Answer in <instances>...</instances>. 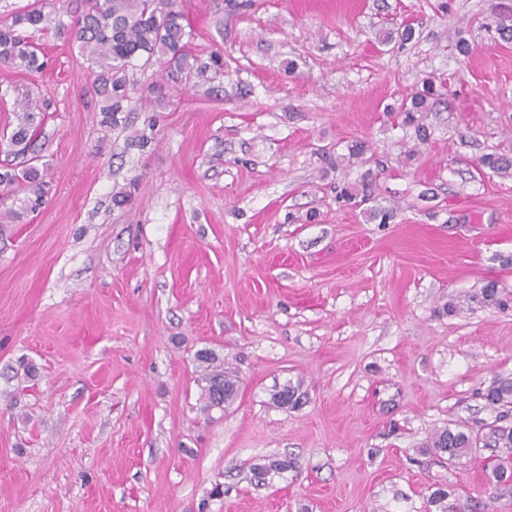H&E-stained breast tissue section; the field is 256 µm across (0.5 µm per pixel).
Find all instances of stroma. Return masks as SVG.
I'll use <instances>...</instances> for the list:
<instances>
[{"label":"stroma","mask_w":512,"mask_h":512,"mask_svg":"<svg viewBox=\"0 0 512 512\" xmlns=\"http://www.w3.org/2000/svg\"><path fill=\"white\" fill-rule=\"evenodd\" d=\"M511 9L184 0L193 53H220L223 77L167 88L150 115L154 72H136L116 127L70 39L33 34L42 73L0 66V133L15 99L46 102L49 185L0 222V512H431L440 484L512 512L481 459L421 450L449 421L492 422L478 393L512 378V307L470 300L512 291V176L477 164L512 154V41L494 25ZM407 21L415 41L383 44ZM427 78L444 101L417 146L385 107ZM359 141L387 165L384 224L338 196L368 169L344 160ZM201 350L238 376L226 410L201 408ZM290 380L304 397L282 409ZM284 456L297 471L251 484ZM472 302H477L483 306L505 307L507 301L504 299L503 291L498 288L496 281H489L486 283L479 292L474 293L470 299ZM303 398L300 383H292L287 381L282 386H276L274 392L271 394V399L274 404L281 408H295ZM294 469H296V462L290 457L268 459L263 463L251 464L249 467L256 485L265 484L267 477L270 475L282 474Z\"/></svg>","instance_id":"stroma-1"}]
</instances>
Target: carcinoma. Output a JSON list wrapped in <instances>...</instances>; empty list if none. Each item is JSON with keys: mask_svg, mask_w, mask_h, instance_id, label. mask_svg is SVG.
Segmentation results:
<instances>
[{"mask_svg": "<svg viewBox=\"0 0 512 512\" xmlns=\"http://www.w3.org/2000/svg\"><path fill=\"white\" fill-rule=\"evenodd\" d=\"M179 0H85V9L74 25L69 27L61 19L51 17L44 6L33 7L16 14L11 23L0 24V64L9 69L27 73H40L47 66L44 54L20 32L21 28L47 31L54 26L55 34L68 35L74 39L79 51L86 58L94 72L96 92L103 98L101 112L104 122L117 126L119 114L129 111L130 76L138 67L153 61L166 73L174 84L186 83L191 79L209 80L210 66L201 63L188 50L185 38L189 37L184 24L185 15L178 5ZM441 101L433 82H423L422 89L389 108V112L400 119V125L414 129L416 140L423 144L428 141L427 129L420 123V114L428 112ZM18 123L11 134L0 136V149L6 153L23 157L22 168H6L0 171V186L11 188L15 185L31 195L19 200V207L10 211L8 218L20 221L28 212L36 209L45 195L44 173L34 164L37 160L34 137L39 129L35 110L40 101L26 97L15 101ZM481 167L496 174H512V157L486 154L479 159ZM372 173H365L360 188L344 191L349 200H358L365 205L372 199L370 192ZM471 301L483 306L504 307L507 301L498 283L490 281L471 296ZM204 371V385L201 387L202 409L224 410L237 393L235 375L224 369V362L210 351L197 354ZM485 407L498 414L490 423L475 428L466 421H457L435 431L425 443V450L448 456L452 464L474 453L479 448H490L493 455L488 463L489 481L493 497L512 494V424L507 423L512 409V378H499L479 392ZM303 398L301 384L286 382L277 386L271 394L274 404L281 408H295ZM296 469L292 458L268 459L250 465L249 470L256 484H263L267 477ZM454 490L439 486L431 492L428 503L435 512H465L459 503H448Z\"/></svg>", "mask_w": 512, "mask_h": 512, "instance_id": "1", "label": "carcinoma"}]
</instances>
